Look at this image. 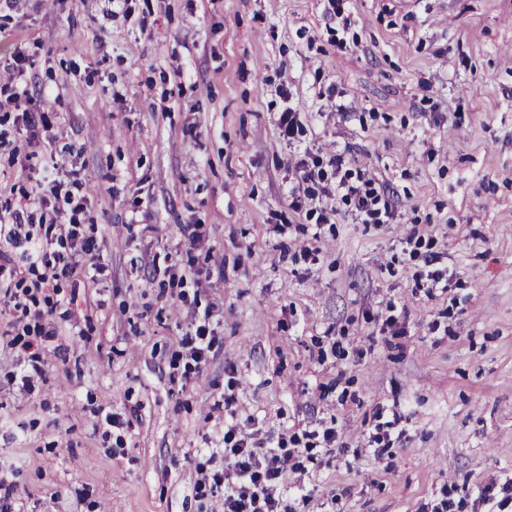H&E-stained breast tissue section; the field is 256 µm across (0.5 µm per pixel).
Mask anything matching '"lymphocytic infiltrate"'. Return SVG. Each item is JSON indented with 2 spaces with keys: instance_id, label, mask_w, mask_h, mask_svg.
<instances>
[{
  "instance_id": "f902f5d3",
  "label": "lymphocytic infiltrate",
  "mask_w": 512,
  "mask_h": 512,
  "mask_svg": "<svg viewBox=\"0 0 512 512\" xmlns=\"http://www.w3.org/2000/svg\"><path fill=\"white\" fill-rule=\"evenodd\" d=\"M337 200L351 205L355 219L364 224H381L392 219L390 207L368 179L352 174L339 178L334 189ZM85 195L57 180L52 169H44L35 192H28L17 202L0 205V290L31 286L50 288L61 280L98 283L105 267L85 265L81 257L98 251L99 244L87 236L83 226L87 216ZM56 214V222L40 225L36 235L21 234L36 212ZM22 250L26 262L18 264L13 252ZM212 312L198 313L182 346L195 365H204L215 345ZM224 414V512H288V506L275 491L283 483L289 457L276 449L251 441L241 434L235 421L236 398L227 394L214 404Z\"/></svg>"
}]
</instances>
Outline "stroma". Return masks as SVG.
I'll list each match as a JSON object with an SVG mask.
<instances>
[{"label":"stroma","instance_id":"35a3bbf8","mask_svg":"<svg viewBox=\"0 0 512 512\" xmlns=\"http://www.w3.org/2000/svg\"><path fill=\"white\" fill-rule=\"evenodd\" d=\"M11 0L0 6V202L47 162L83 184L104 281L59 282L43 377L0 340V479L15 512H224V415L285 442L291 512H422L443 486L493 512L512 478V0ZM25 57L13 80L15 52ZM27 91L54 139L34 146ZM302 114L283 141L284 107ZM395 217L288 207L308 151ZM147 211L132 224V211ZM203 227L190 244L187 225ZM413 255L402 252L410 230ZM193 256L201 285L168 268ZM451 275L427 293L420 273ZM407 315L384 330L389 305ZM216 344L175 362L198 310ZM402 433L371 440L379 407ZM119 417L118 426L106 416ZM333 427L335 447L306 432Z\"/></svg>","mask_w":512,"mask_h":512}]
</instances>
